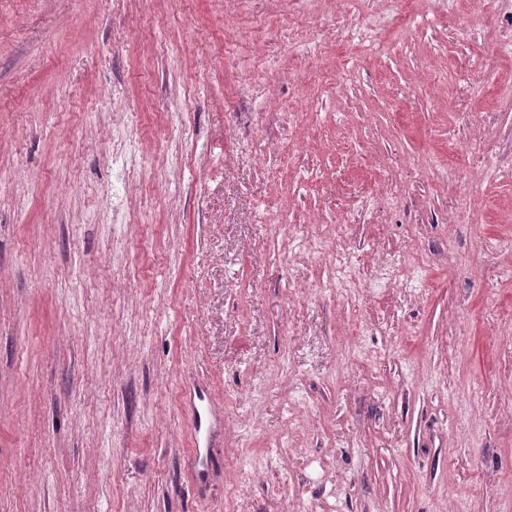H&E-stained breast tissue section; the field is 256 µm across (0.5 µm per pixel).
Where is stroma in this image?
Masks as SVG:
<instances>
[{"label":"stroma","instance_id":"1","mask_svg":"<svg viewBox=\"0 0 512 512\" xmlns=\"http://www.w3.org/2000/svg\"><path fill=\"white\" fill-rule=\"evenodd\" d=\"M0 512H512V0H0ZM185 405L190 413L191 422L195 430V468L199 480L202 481L205 460L202 449L212 448L217 432V418L215 414L204 404V396L196 389L184 397Z\"/></svg>","mask_w":512,"mask_h":512}]
</instances>
